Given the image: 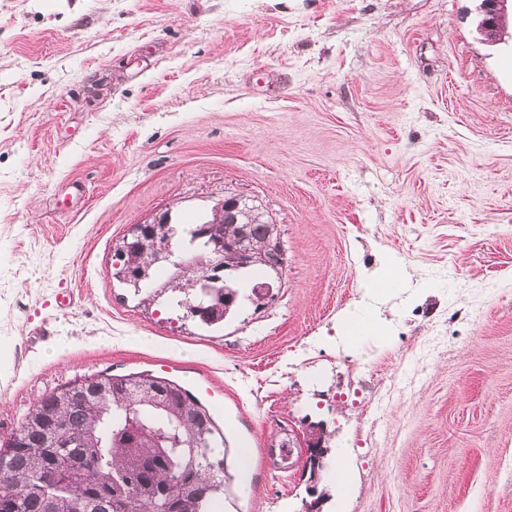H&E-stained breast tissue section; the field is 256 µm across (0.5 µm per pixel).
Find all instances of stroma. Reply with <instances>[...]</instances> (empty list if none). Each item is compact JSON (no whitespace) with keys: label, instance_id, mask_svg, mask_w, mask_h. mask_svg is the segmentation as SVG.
<instances>
[{"label":"stroma","instance_id":"obj_1","mask_svg":"<svg viewBox=\"0 0 512 512\" xmlns=\"http://www.w3.org/2000/svg\"><path fill=\"white\" fill-rule=\"evenodd\" d=\"M480 20L479 0H0V440L57 387L143 372L223 430L222 512H306L342 448L346 512H512V42ZM228 192L287 265L232 275L224 322L112 277L133 225ZM390 260L400 288L368 294ZM363 312L383 331L354 345ZM378 324L370 314L347 315L344 318L343 332L352 343L357 342L360 338L369 333L375 332Z\"/></svg>","mask_w":512,"mask_h":512}]
</instances>
